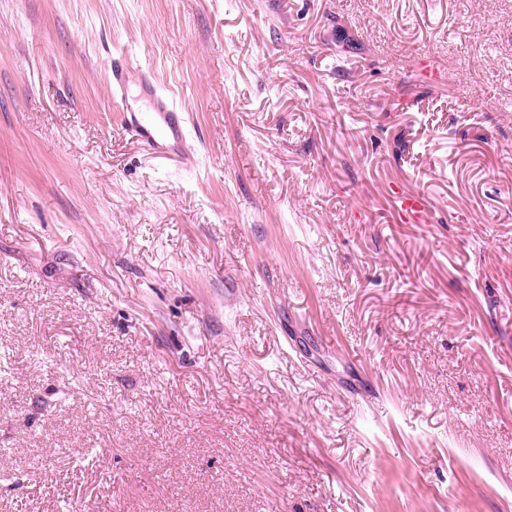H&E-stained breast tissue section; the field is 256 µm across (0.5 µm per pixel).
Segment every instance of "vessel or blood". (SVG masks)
<instances>
[{"mask_svg":"<svg viewBox=\"0 0 512 512\" xmlns=\"http://www.w3.org/2000/svg\"><path fill=\"white\" fill-rule=\"evenodd\" d=\"M106 76L113 104L131 138L156 157L175 156L184 167L194 168L197 160L184 148L186 116L174 98L160 88L151 71L119 57L113 59ZM134 90L149 100L150 111L142 112L133 106L130 93ZM392 197L397 223H430L431 210L422 196L398 186L394 188Z\"/></svg>","mask_w":512,"mask_h":512,"instance_id":"1","label":"vessel or blood"}]
</instances>
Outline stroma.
Returning a JSON list of instances; mask_svg holds the SVG:
<instances>
[{"label":"stroma","instance_id":"obj_1","mask_svg":"<svg viewBox=\"0 0 512 512\" xmlns=\"http://www.w3.org/2000/svg\"><path fill=\"white\" fill-rule=\"evenodd\" d=\"M0 512H512V0H0ZM113 105L120 112L126 132L158 158L177 156L186 168L197 165L195 155L186 151L185 113L175 99L157 84L148 68L134 65L125 57L113 58L106 73ZM149 100L151 112H141L132 104L131 85ZM392 197L395 202L394 217L398 224H428L431 222V210L427 201L414 192L396 186Z\"/></svg>","mask_w":512,"mask_h":512}]
</instances>
